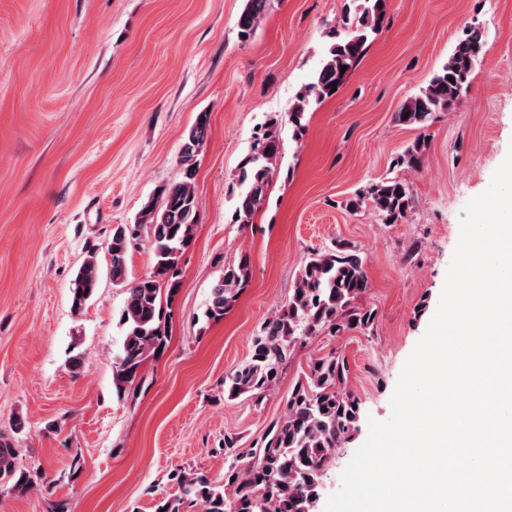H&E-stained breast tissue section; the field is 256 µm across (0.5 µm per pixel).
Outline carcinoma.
<instances>
[{"label": "carcinoma", "mask_w": 512, "mask_h": 512, "mask_svg": "<svg viewBox=\"0 0 512 512\" xmlns=\"http://www.w3.org/2000/svg\"><path fill=\"white\" fill-rule=\"evenodd\" d=\"M358 17H344L341 29L312 82L300 95L289 121L296 127L311 103L334 95L332 83L342 85L347 72L356 67L379 33L387 0H362ZM267 0H246L240 14V33L250 37L261 24ZM483 45V32L470 25L458 40L446 63L428 85L409 97L395 113L402 126H425L438 112L458 108L466 97ZM346 72H341L342 67ZM454 81H449V78ZM209 130L205 112L197 116L181 148L182 178L161 189L156 202H148L131 225H119L107 243L112 282L122 285L126 299L121 319L125 336L121 351L112 363L117 393L126 392L137 380L150 356L165 348L167 335L162 299L175 293L180 259L191 243L199 221L195 188L196 157L203 150ZM281 146L278 122L271 120L255 134L251 152L240 165V192L233 212L236 224H250L263 207L273 177V161ZM375 208L386 218L397 220L411 203L406 186L396 178H384L369 188ZM147 240L154 256L150 274L127 279L128 256ZM365 257L347 247L315 250L298 270L288 301L267 320L254 337L250 359L224 377V395L248 394L261 398L277 382L280 369L291 359L295 347L307 336L327 332L333 336L350 330H365L373 322L371 310L358 306L369 288ZM250 276L249 257L224 267V277L212 289L206 315L224 318ZM99 287V268L90 253L72 280V308L76 311L93 297ZM349 366L339 353L309 361L285 402L284 414L269 428L264 439L247 448L240 439L227 435L216 452L230 459L220 484L204 474L180 468L169 473L177 493L162 496L156 512H189L196 504L203 512H316L320 481L333 459V452L358 430L360 405L347 389ZM19 449L0 439V494L28 492L36 481L18 465ZM233 489L228 497L224 490Z\"/></svg>", "instance_id": "carcinoma-1"}]
</instances>
